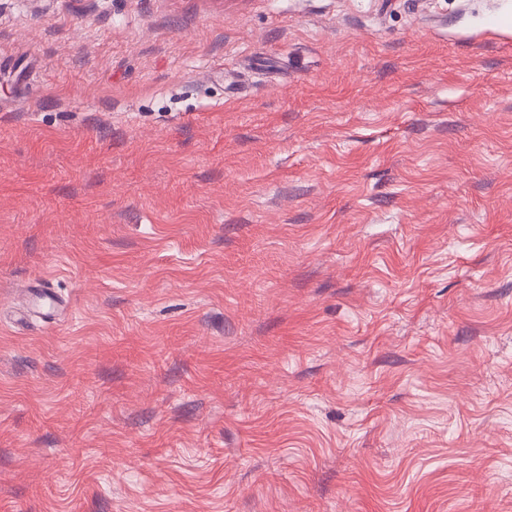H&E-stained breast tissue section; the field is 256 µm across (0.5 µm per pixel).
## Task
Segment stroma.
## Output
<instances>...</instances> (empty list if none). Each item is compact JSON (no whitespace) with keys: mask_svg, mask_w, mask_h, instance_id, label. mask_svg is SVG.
Segmentation results:
<instances>
[{"mask_svg":"<svg viewBox=\"0 0 512 512\" xmlns=\"http://www.w3.org/2000/svg\"><path fill=\"white\" fill-rule=\"evenodd\" d=\"M2 62L0 512H512V0H0Z\"/></svg>","mask_w":512,"mask_h":512,"instance_id":"obj_1","label":"stroma"}]
</instances>
